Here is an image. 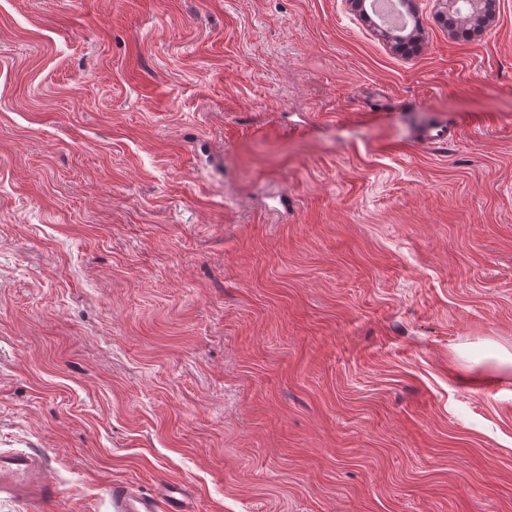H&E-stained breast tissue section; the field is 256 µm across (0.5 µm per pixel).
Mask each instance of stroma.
I'll return each mask as SVG.
<instances>
[{
	"label": "stroma",
	"mask_w": 512,
	"mask_h": 512,
	"mask_svg": "<svg viewBox=\"0 0 512 512\" xmlns=\"http://www.w3.org/2000/svg\"><path fill=\"white\" fill-rule=\"evenodd\" d=\"M408 19L0 0V448L56 512H512V0ZM57 488L44 470V457L34 451L0 450V496L24 504L49 506L57 499ZM111 495L113 512H191L185 490L177 483L166 482L158 493L148 495L129 483L114 481Z\"/></svg>",
	"instance_id": "35a3bbf8"
}]
</instances>
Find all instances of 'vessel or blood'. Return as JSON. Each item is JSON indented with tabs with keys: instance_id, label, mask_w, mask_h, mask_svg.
Listing matches in <instances>:
<instances>
[{
	"instance_id": "obj_1",
	"label": "vessel or blood",
	"mask_w": 512,
	"mask_h": 512,
	"mask_svg": "<svg viewBox=\"0 0 512 512\" xmlns=\"http://www.w3.org/2000/svg\"><path fill=\"white\" fill-rule=\"evenodd\" d=\"M24 504L48 506L57 499V488L45 474L44 457L34 451L0 450V496ZM113 512H190L183 487L164 483L158 493L148 495L129 483L112 484Z\"/></svg>"
}]
</instances>
